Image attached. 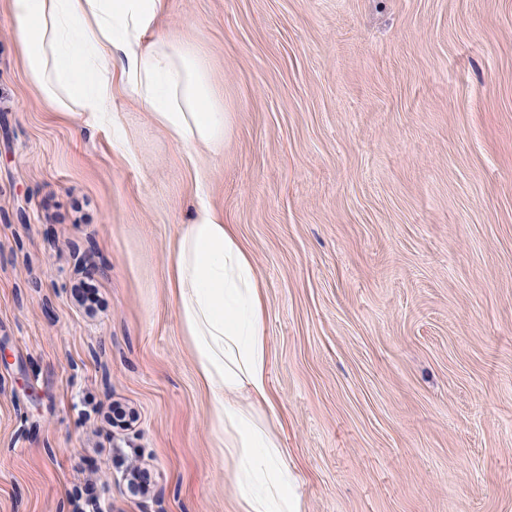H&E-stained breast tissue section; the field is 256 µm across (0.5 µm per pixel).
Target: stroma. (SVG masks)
Here are the masks:
<instances>
[{
    "instance_id": "obj_1",
    "label": "stroma",
    "mask_w": 512,
    "mask_h": 512,
    "mask_svg": "<svg viewBox=\"0 0 512 512\" xmlns=\"http://www.w3.org/2000/svg\"><path fill=\"white\" fill-rule=\"evenodd\" d=\"M164 28L232 128L191 155L117 97L132 165L0 7V512H238L168 284L200 191L265 288L304 512H512V0H170Z\"/></svg>"
}]
</instances>
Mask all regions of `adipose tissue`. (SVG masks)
<instances>
[{
	"label": "adipose tissue",
	"mask_w": 512,
	"mask_h": 512,
	"mask_svg": "<svg viewBox=\"0 0 512 512\" xmlns=\"http://www.w3.org/2000/svg\"><path fill=\"white\" fill-rule=\"evenodd\" d=\"M23 66L57 112L121 129L113 101L147 109L172 142L220 153L232 119L210 67L168 35V0H5ZM170 283L195 371L213 398L212 427L239 512H301L271 390L267 303L235 225L198 199L173 245Z\"/></svg>",
	"instance_id": "1"
}]
</instances>
